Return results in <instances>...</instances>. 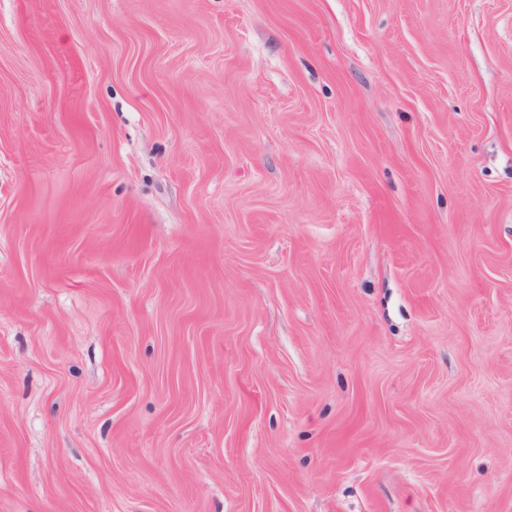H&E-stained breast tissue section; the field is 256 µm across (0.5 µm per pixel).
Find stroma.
I'll list each match as a JSON object with an SVG mask.
<instances>
[{"label": "stroma", "mask_w": 512, "mask_h": 512, "mask_svg": "<svg viewBox=\"0 0 512 512\" xmlns=\"http://www.w3.org/2000/svg\"><path fill=\"white\" fill-rule=\"evenodd\" d=\"M0 512H512V0H0Z\"/></svg>", "instance_id": "obj_1"}]
</instances>
